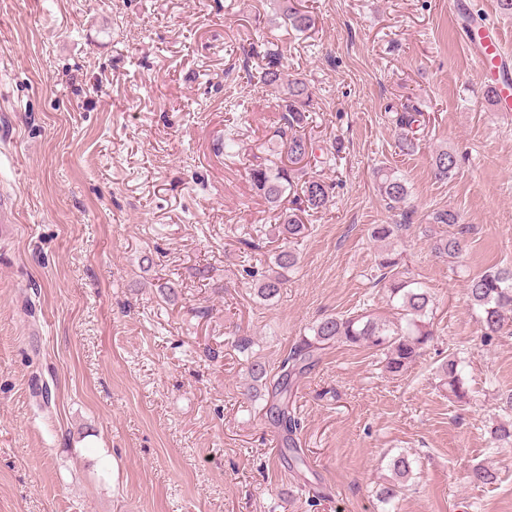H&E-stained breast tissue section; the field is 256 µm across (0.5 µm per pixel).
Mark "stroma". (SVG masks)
Returning <instances> with one entry per match:
<instances>
[{
	"instance_id": "obj_1",
	"label": "stroma",
	"mask_w": 512,
	"mask_h": 512,
	"mask_svg": "<svg viewBox=\"0 0 512 512\" xmlns=\"http://www.w3.org/2000/svg\"><path fill=\"white\" fill-rule=\"evenodd\" d=\"M0 0V186L17 232L0 237V512H512V335L480 343L470 276L512 266V113L495 111L463 43L468 15L498 29V0ZM283 53L311 89L309 175L331 185L306 237L249 171L269 157L282 95L256 81ZM424 113L400 151L395 116ZM341 141L339 157L328 156ZM455 171L436 178L433 153ZM409 190L389 209L376 168ZM466 250L435 255L436 212ZM376 224L433 298L434 338L409 371L333 344L294 386L298 462L248 368L268 380L330 314L393 310L372 273ZM298 264L276 299L254 272L276 249ZM173 293H166V286ZM464 358L461 403L440 365ZM413 476L393 504L389 460ZM497 479L474 485V466ZM296 210L301 211L300 209H287L282 212L279 216L280 223L279 226V234L288 235L289 239H298V237L304 236L307 231V226L304 224L301 216L296 212ZM412 461L406 454L399 453L390 459L389 467L394 477L395 483L391 487H385L380 498L383 503H390L399 493V489L406 486L407 480L412 474Z\"/></svg>"
}]
</instances>
